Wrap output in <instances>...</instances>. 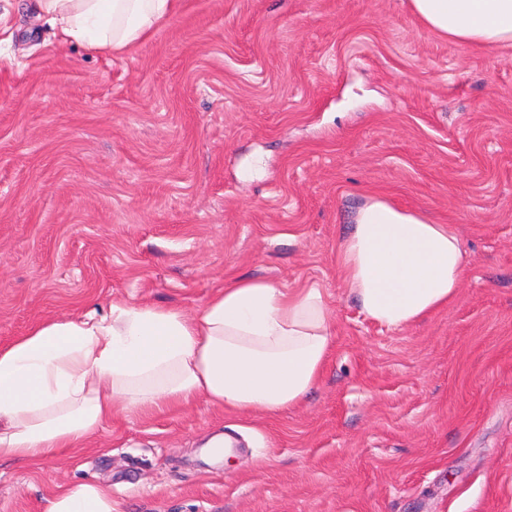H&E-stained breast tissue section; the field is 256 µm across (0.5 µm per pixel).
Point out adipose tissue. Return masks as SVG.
Wrapping results in <instances>:
<instances>
[{
	"label": "adipose tissue",
	"instance_id": "obj_1",
	"mask_svg": "<svg viewBox=\"0 0 512 512\" xmlns=\"http://www.w3.org/2000/svg\"><path fill=\"white\" fill-rule=\"evenodd\" d=\"M444 39L484 50L512 44V0H408ZM180 0H32L57 38L109 54L147 39ZM347 294L371 323L400 330L447 307L466 273L456 225L382 195L366 196L337 243ZM335 345L318 286L237 277L196 315L114 299L108 313L54 317L0 348V462L30 466L76 448L119 416H152L205 398L242 415L301 406ZM46 512H114L112 494L74 482Z\"/></svg>",
	"mask_w": 512,
	"mask_h": 512
}]
</instances>
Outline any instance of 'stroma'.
I'll return each instance as SVG.
<instances>
[{"instance_id": "35a3bbf8", "label": "stroma", "mask_w": 512, "mask_h": 512, "mask_svg": "<svg viewBox=\"0 0 512 512\" xmlns=\"http://www.w3.org/2000/svg\"><path fill=\"white\" fill-rule=\"evenodd\" d=\"M0 14V347L115 297L194 314L238 276L319 284L335 325L301 407L114 421L1 464L0 512L76 481L114 512H512V46L443 39L407 0H181L109 55L22 0ZM369 194L456 225L467 261L454 301L399 331L343 286Z\"/></svg>"}]
</instances>
